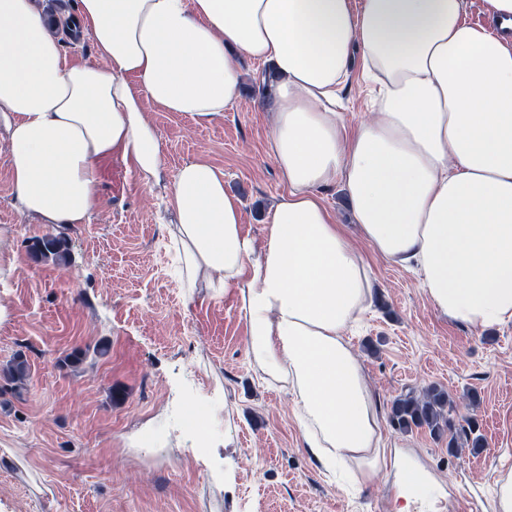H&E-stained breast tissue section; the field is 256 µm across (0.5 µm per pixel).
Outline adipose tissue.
Instances as JSON below:
<instances>
[{"label": "adipose tissue", "mask_w": 512, "mask_h": 512, "mask_svg": "<svg viewBox=\"0 0 512 512\" xmlns=\"http://www.w3.org/2000/svg\"><path fill=\"white\" fill-rule=\"evenodd\" d=\"M103 57L69 60L35 0H0V128L18 210L88 223L101 166L164 177L145 108L195 121L240 98L239 58L270 66L268 156L287 185L263 245L205 160L178 170L169 234L191 288H223L251 353L294 398L306 448L361 482L391 468V512H447L410 448L387 447L346 329L375 294L372 258L414 271L432 307L479 331L512 323V34L466 0H79ZM378 86L370 119L333 112L353 50ZM341 187L365 250L323 195Z\"/></svg>", "instance_id": "obj_1"}]
</instances>
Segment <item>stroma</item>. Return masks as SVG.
I'll use <instances>...</instances> for the list:
<instances>
[{"label":"stroma","mask_w":512,"mask_h":512,"mask_svg":"<svg viewBox=\"0 0 512 512\" xmlns=\"http://www.w3.org/2000/svg\"><path fill=\"white\" fill-rule=\"evenodd\" d=\"M61 25L69 60L100 57L65 27L77 0H39ZM245 92L223 117L197 122L150 105L167 179L205 159L242 201L245 231L286 190L266 154V68L242 61ZM371 104L353 56L336 110L356 125ZM100 204L65 231L70 259L35 258L34 237L57 226L12 204L0 136V512H390L392 476L350 493L305 448L292 395L264 380L233 297L184 288L171 267L166 192L142 186L118 159L99 177ZM377 299L351 337L381 415L409 391L447 392L452 425L476 421L480 448L384 426L414 449L450 493L449 512H490L495 480L512 467V324L481 332L450 321L417 276L376 260ZM84 361L66 363L72 352ZM24 353L16 388L3 370Z\"/></svg>","instance_id":"stroma-1"}]
</instances>
